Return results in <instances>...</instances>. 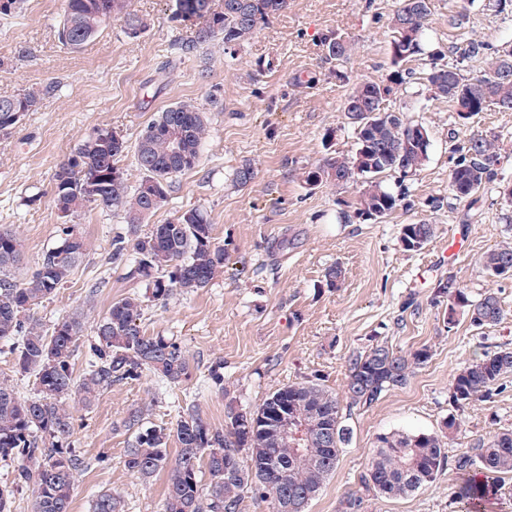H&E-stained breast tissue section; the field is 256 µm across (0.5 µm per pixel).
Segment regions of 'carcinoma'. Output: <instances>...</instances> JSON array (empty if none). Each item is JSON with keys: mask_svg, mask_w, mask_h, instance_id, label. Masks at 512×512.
Segmentation results:
<instances>
[{"mask_svg": "<svg viewBox=\"0 0 512 512\" xmlns=\"http://www.w3.org/2000/svg\"><path fill=\"white\" fill-rule=\"evenodd\" d=\"M213 0H175L173 18L184 21L200 7L207 19L189 44L177 50L186 53L200 43L221 38L224 45H240L258 27L288 9V0H224L221 10ZM429 0H398L389 20L391 42L399 43L406 57L391 58V71L384 80L356 85L345 98L343 112L354 126L357 148L350 157L336 155L304 169V184H353L365 188L356 200L357 215L392 214L400 203L384 185L383 175L404 176L420 171L429 159L431 141L413 144L409 131L415 123L403 113L384 106L388 97L406 84L404 63L420 56L431 60L427 81L437 87L433 95L448 101L461 125L489 107L512 111V49L482 54L483 43L467 40L461 58L484 56L478 74L468 76L457 64L440 65L426 39L429 30ZM123 24L129 38L149 28L143 17L131 12L128 0H64L57 35L59 42L78 49L93 39L110 20ZM325 50L336 63V73L347 63L350 45L337 36L325 39ZM39 90L28 88L0 97V134L15 125L2 121L23 101L37 106ZM184 133L181 155L171 153L168 129ZM204 109L183 102L160 112L140 134L135 156L142 177L128 190L118 159L127 149L118 133L96 128L77 144L70 157L53 175V207L59 218L71 219L95 206L121 212L129 234L112 239L108 260L119 264L134 258V273L148 281L150 298L165 302L176 291H195L209 285L224 272V246L213 237V224L197 207L179 212L146 234L137 233L143 218L167 201L173 178L195 168L207 135ZM448 189L457 200H467L495 182L500 164L498 137L472 135L456 149ZM255 178V169L244 162L234 169L233 182L245 187ZM432 224L419 222L401 227L400 241L407 251L422 249L434 236ZM58 245L43 252L28 276L16 273L21 244L17 237L0 232V341L13 342L11 353L17 371L35 376L33 396L18 395L6 380L0 381V460L13 464L14 478L0 486V512H15L16 493L33 490V512H71L74 475L85 460L67 440L74 424L66 400L76 395L84 406L123 380L139 378L149 371L173 384L191 376V366L178 339L149 336L143 330V300L129 295L112 303L95 326L90 343L91 362L82 375L74 373V356L84 336L78 317L58 321L48 332L33 309L51 299L68 281L84 256V241L75 226L62 228ZM481 267L492 279L512 276V243L507 242L481 258ZM435 295L448 298V328L456 324V309H462L477 329L500 324L505 313L492 290L472 297L457 286L453 277L439 279ZM430 357L421 348L402 352L385 343H375L350 358L343 397L307 380L288 383L271 391L254 409L230 406L224 427L211 426L190 405L176 425L180 448L169 457L166 428L149 425L144 410H128L123 427L135 430L127 449L125 466L134 474L149 477L168 471L162 512H240L242 495L253 488L266 499L271 512H298L294 504L308 505L336 472L343 448L351 438L341 400L349 408H369L387 392L407 384L415 370ZM512 376V347L498 346L466 359L449 382V400L460 409L488 401ZM288 404V419L305 428L299 447H283L273 430L267 410ZM463 433L461 421L448 415L441 433H387L377 436L366 471L360 475L362 492L343 500L342 512H362L367 497H404L433 483L439 474L455 475L450 504L455 512H488L487 505L504 494L502 480L512 477V430L502 429L481 436L470 446L448 456V443ZM93 512H123L119 496L100 492Z\"/></svg>", "mask_w": 512, "mask_h": 512, "instance_id": "carcinoma-1", "label": "carcinoma"}]
</instances>
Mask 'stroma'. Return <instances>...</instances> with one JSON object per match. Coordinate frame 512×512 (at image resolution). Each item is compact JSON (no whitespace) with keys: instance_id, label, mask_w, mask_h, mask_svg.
<instances>
[{"instance_id":"1","label":"stroma","mask_w":512,"mask_h":512,"mask_svg":"<svg viewBox=\"0 0 512 512\" xmlns=\"http://www.w3.org/2000/svg\"><path fill=\"white\" fill-rule=\"evenodd\" d=\"M62 3L26 0L21 13L0 16V95L29 87L42 92L36 111L0 135V231L20 239L21 272L33 271L60 241L52 177L75 146L95 128H112L128 144L118 166L135 187L141 174L133 145L158 112L178 102L202 107L210 133L199 164L174 178L167 202L139 231L195 206L208 214L226 249L223 275L159 303L146 299L145 281L129 266L108 261L113 237L127 231L122 213L94 206L76 217L85 241L82 262L36 309L47 328L65 316H82L86 339L74 357L76 372L85 369L87 339L112 302L138 294L145 298L143 329L177 337L192 376L174 386L146 372L113 384L92 406L68 399L74 417L69 443L88 462L75 475L71 512H92L107 489L120 494L125 512H161L167 473L144 478L124 464L134 434L122 420L132 407H144L149 424L170 430L167 446L174 454L179 443L172 432L186 402L220 428L228 405L255 408L288 383L312 380L340 392L349 359L372 343L429 348L430 359L405 386L348 416L352 439L307 506V512H339L342 500L358 491L378 435L439 431L454 411L448 394L454 371L473 353L512 344V279L489 280L479 263L512 240V204L495 189L474 202L455 200L448 190L453 149L472 133L499 137L498 176L512 184V112L492 109L460 126L447 102L432 99L426 87L428 59L410 62L412 77L388 107L428 129L429 159L407 178L388 174L385 186L394 191L402 185L407 193L382 222L365 221L353 207L361 184L311 188L302 170L328 154L355 152L342 104L355 84L389 74L388 19L396 0H289L287 10L243 45L227 48L213 40L186 55L176 53V45L204 22L172 20L174 0H131L132 10L151 21L145 34L128 38L112 20L76 50L57 40ZM461 10L469 15L465 29L449 28V15ZM332 33L352 46L342 80L323 55L321 41ZM472 33L494 50L512 44V6L499 12L489 0L470 6L430 0L429 39L441 63L478 71L479 61L460 58ZM246 160L256 177L235 187L232 173ZM422 220L434 225V238L420 251L404 250L402 225ZM336 263L345 270L341 288L322 287L325 268ZM448 276L473 296L493 290L505 319L477 330L461 312L448 325V301L434 293L436 280ZM219 360L224 382L216 385L208 368ZM457 414L470 440L512 428V378L491 400ZM448 495L442 474L412 495L369 501L365 508L449 512Z\"/></svg>"}]
</instances>
